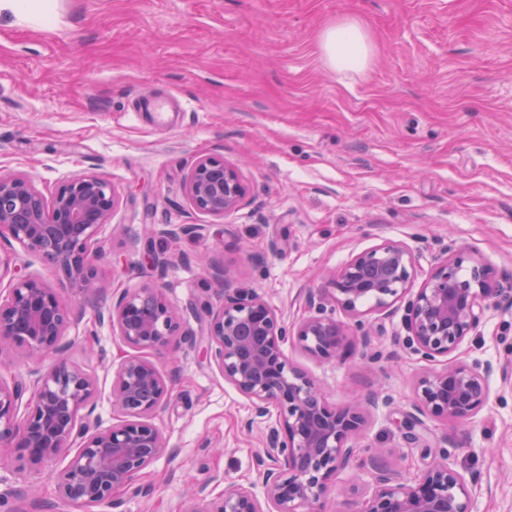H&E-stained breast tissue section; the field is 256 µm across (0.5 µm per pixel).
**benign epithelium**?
<instances>
[{
	"label": "benign epithelium",
	"instance_id": "obj_1",
	"mask_svg": "<svg viewBox=\"0 0 512 512\" xmlns=\"http://www.w3.org/2000/svg\"><path fill=\"white\" fill-rule=\"evenodd\" d=\"M184 190L195 210L215 218L237 211L248 194L237 167L213 156L192 164ZM117 200L114 186L94 173L63 182L49 197L26 175H0V239L42 258L63 273L69 287L96 298L102 292L94 264L99 234ZM209 266L224 283L222 303L209 312L210 357L224 380L250 400L256 416L273 409L275 421L258 483H229L211 499L202 487L197 495L206 506L187 512H300L304 505L319 512L329 481L354 457L365 427L364 406L373 400L330 405L288 360V338L316 357L337 358L349 331L370 335L362 320L364 303L382 315L401 306L410 348L435 363L456 352L485 322L492 303L512 289V281L499 280L486 259L458 250L439 258L415 290L413 254L400 243L383 242L353 256L328 281L335 306L355 318L354 326L326 313L312 293L305 301L314 313L289 326L257 292L236 287L229 269ZM79 320L39 278L14 276L0 289V354L20 349L36 361L52 358L30 393L22 382L0 375V463L14 451L33 464L67 455V467L56 475L59 496L86 506L115 505L122 495L148 493L139 476L167 448L151 419L167 407L172 388L151 356L167 350L175 336L194 344L195 333L184 327L182 312L155 281L112 293V330L134 354L112 376V407L123 420L102 428L92 418L95 378L63 357L69 347L65 332ZM492 371L489 364L454 361L427 370L415 387V414L407 426L415 427L423 416L454 423L472 419L489 402ZM386 459L384 448L369 455L375 486L357 512H472L466 480L450 464L436 462L400 482Z\"/></svg>",
	"mask_w": 512,
	"mask_h": 512
}]
</instances>
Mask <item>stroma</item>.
Wrapping results in <instances>:
<instances>
[{"label": "stroma", "mask_w": 512, "mask_h": 512, "mask_svg": "<svg viewBox=\"0 0 512 512\" xmlns=\"http://www.w3.org/2000/svg\"><path fill=\"white\" fill-rule=\"evenodd\" d=\"M55 17L0 13V175L25 174L51 195L96 173L119 192L99 235L105 294L73 295L63 274L0 241L9 272L40 278L80 312L69 328L72 364L97 382L95 414L118 423L112 372L130 349L101 314L112 291L149 276L140 243L149 229L195 224L197 233L155 248L175 259L160 275L185 309L194 345L154 355L172 397L153 423L166 453L144 470L148 495L117 507L63 501L47 464L0 465V512H182L194 484L220 493L255 482L268 419L210 359L208 309L219 283L211 254L295 324L307 292L334 304L328 280L354 255L385 241L416 256L415 283L447 248L478 253L512 277V0H51ZM364 24L375 46L365 72H336L318 36L337 20ZM167 109L157 129L137 101ZM202 156L234 164L249 201L218 219L187 201L184 177ZM402 311L368 314L369 338L348 337L340 358L286 343L288 359L335 406L374 397L360 450L336 476L324 512H358L374 484L370 449L387 448L400 481L448 454L468 477L473 512H512V389L489 379L488 404L471 420L425 419L410 429L414 388L428 370L406 345ZM453 360L512 362V296L499 297Z\"/></svg>", "instance_id": "35a3bbf8"}]
</instances>
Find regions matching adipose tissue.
<instances>
[{
	"mask_svg": "<svg viewBox=\"0 0 512 512\" xmlns=\"http://www.w3.org/2000/svg\"><path fill=\"white\" fill-rule=\"evenodd\" d=\"M321 51L336 71L365 70L373 56L367 32L355 20L343 19L327 27L320 35Z\"/></svg>",
	"mask_w": 512,
	"mask_h": 512,
	"instance_id": "obj_1",
	"label": "adipose tissue"
}]
</instances>
